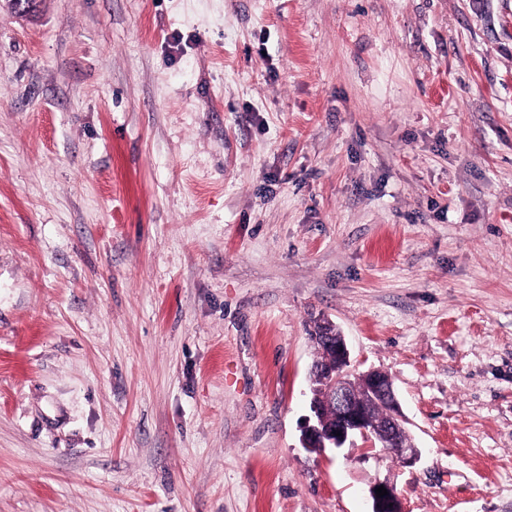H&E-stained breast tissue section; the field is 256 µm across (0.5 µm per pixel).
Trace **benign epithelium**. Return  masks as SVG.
Wrapping results in <instances>:
<instances>
[{
	"label": "benign epithelium",
	"mask_w": 512,
	"mask_h": 512,
	"mask_svg": "<svg viewBox=\"0 0 512 512\" xmlns=\"http://www.w3.org/2000/svg\"><path fill=\"white\" fill-rule=\"evenodd\" d=\"M327 335L318 339L317 347L333 360L321 370L311 369L312 381L320 393L311 399L313 417L305 419L302 427V445L310 451L322 453L328 448H342L358 436L369 453L387 455L410 466L420 458L408 420L401 410L393 382L381 369L356 374L350 369V350L345 337L335 327L325 324ZM386 406V419L368 427L372 407ZM387 489V495L377 496L375 489ZM372 512H405L402 500L393 483L378 481L370 486Z\"/></svg>",
	"instance_id": "1"
}]
</instances>
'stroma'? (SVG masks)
<instances>
[{
	"instance_id": "1",
	"label": "stroma",
	"mask_w": 512,
	"mask_h": 512,
	"mask_svg": "<svg viewBox=\"0 0 512 512\" xmlns=\"http://www.w3.org/2000/svg\"><path fill=\"white\" fill-rule=\"evenodd\" d=\"M421 458L304 448L311 336ZM512 512V0H0V512ZM384 486L388 495L377 497L375 489ZM369 496L373 502L372 512H405L402 500L393 483L389 481H378L370 486ZM393 503L392 507L389 504Z\"/></svg>"
}]
</instances>
